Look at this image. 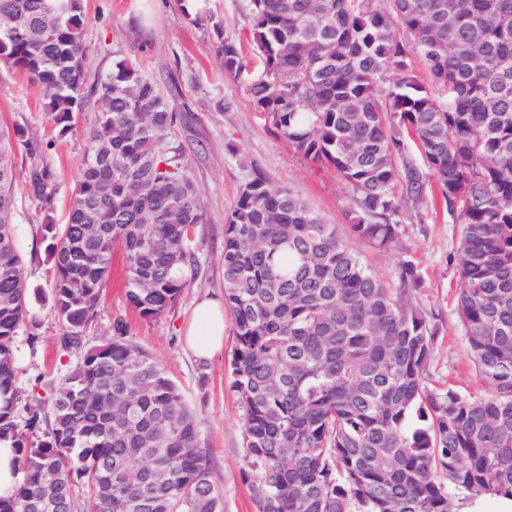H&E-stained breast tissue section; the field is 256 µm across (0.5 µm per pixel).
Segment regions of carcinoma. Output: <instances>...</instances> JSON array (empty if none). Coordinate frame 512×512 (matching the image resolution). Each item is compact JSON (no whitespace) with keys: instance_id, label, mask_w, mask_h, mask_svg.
<instances>
[{"instance_id":"obj_1","label":"carcinoma","mask_w":512,"mask_h":512,"mask_svg":"<svg viewBox=\"0 0 512 512\" xmlns=\"http://www.w3.org/2000/svg\"><path fill=\"white\" fill-rule=\"evenodd\" d=\"M262 66L248 93L305 159L350 191L351 231L396 247L405 195L432 179L462 236L456 308L487 394L425 381L437 330L414 308L421 276L398 262L379 278L299 196L259 172L224 218V308L235 336L232 389L257 512H460L459 494L512 498V0H249ZM84 0H0V63L41 90L58 135L93 104L96 119L55 220L60 176L40 158L24 190L42 214L59 343L80 361L26 406L15 338L36 289L18 245L15 147L0 125V442L18 449L0 512H223L197 420L126 320L87 346L123 252L128 306L165 314L189 286L203 204L170 146L182 120L156 82L117 61L91 75ZM224 73L248 67L218 33ZM424 64L417 75L413 58ZM415 140L424 168L398 163Z\"/></svg>"}]
</instances>
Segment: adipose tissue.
<instances>
[{"mask_svg": "<svg viewBox=\"0 0 512 512\" xmlns=\"http://www.w3.org/2000/svg\"><path fill=\"white\" fill-rule=\"evenodd\" d=\"M184 343L199 360H208L224 346V298L203 296L182 330Z\"/></svg>", "mask_w": 512, "mask_h": 512, "instance_id": "1", "label": "adipose tissue"}]
</instances>
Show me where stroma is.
Masks as SVG:
<instances>
[{
    "instance_id": "stroma-1",
    "label": "stroma",
    "mask_w": 512,
    "mask_h": 512,
    "mask_svg": "<svg viewBox=\"0 0 512 512\" xmlns=\"http://www.w3.org/2000/svg\"><path fill=\"white\" fill-rule=\"evenodd\" d=\"M88 17L86 45L93 73H111L116 60L127 59L158 86L171 104L189 118L177 125L173 144L204 140V154H186L185 169L194 181L207 222L199 228L198 267L172 310L145 319L128 308L120 263L112 275L88 330V344L109 338L115 317H125L133 339L159 360L183 392L198 421V446L212 464V481L224 512H256L255 486L249 476L243 443V411L231 389L235 344L232 325L224 327V349L207 363L184 348L179 331L203 294L223 291L224 217L241 186L261 172L271 186L298 193L325 223L346 228L350 198L336 174L298 155L281 138L264 113L255 110L246 87L249 76L224 74L213 55L214 23L228 39L246 41L248 0H209L210 20L187 19L177 0H84ZM93 112L78 114L73 132L58 136L36 84L16 69L0 66V124L25 128L32 142L48 144L46 158L59 172L61 191L56 220L65 223L71 188L84 153ZM399 221L405 231L397 252L384 253L356 237L349 246L388 282H395L399 258L413 260L422 281L412 291L413 305L438 330L428 367L431 384H452L462 392L483 385L467 349L455 309L457 252L461 224L446 208L434 182H426L421 200H404ZM41 214L34 201L18 195L16 224L32 285L39 289L30 304L28 323L16 338L19 381L24 394L49 396L79 360L59 345L60 325L47 297L52 274L40 239Z\"/></svg>"
}]
</instances>
